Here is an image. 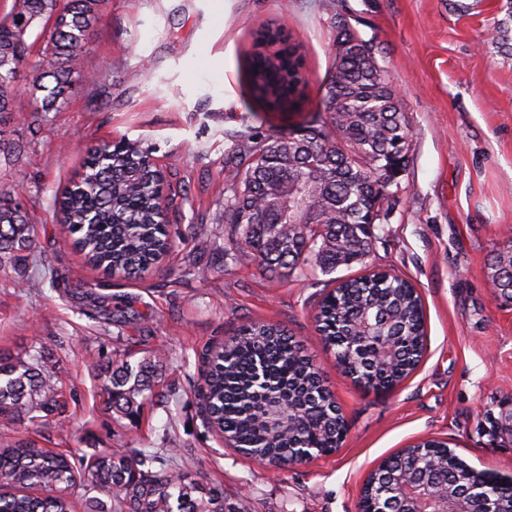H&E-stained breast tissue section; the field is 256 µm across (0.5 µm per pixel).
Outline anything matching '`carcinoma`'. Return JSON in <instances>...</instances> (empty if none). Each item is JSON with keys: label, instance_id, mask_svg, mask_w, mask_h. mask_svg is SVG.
I'll use <instances>...</instances> for the list:
<instances>
[{"label": "carcinoma", "instance_id": "1", "mask_svg": "<svg viewBox=\"0 0 512 512\" xmlns=\"http://www.w3.org/2000/svg\"><path fill=\"white\" fill-rule=\"evenodd\" d=\"M103 0H13L0 18V155L22 152L5 138L14 117L15 88L28 71L36 111L57 112L76 83L94 78L81 59L100 20ZM494 21L498 43L512 46V0ZM40 28L42 48L28 38ZM333 69L318 113L302 133L250 135L229 154L251 162L228 178L224 223L241 228L231 260L256 265L279 280L308 281L339 266L362 263L372 251L370 226L380 220L391 193L390 172L402 171L412 135L373 45L344 20L337 24ZM248 76L254 95L269 109L298 106L303 76L298 48L277 28L254 37ZM169 184L151 153L134 142L99 143L86 150L82 173L58 200L62 228L73 246L109 276L131 279L170 249L165 224ZM31 226L17 190L0 186V261L25 260ZM491 282L512 299V251L490 260ZM387 322L396 350L376 357L374 341L358 351L365 317ZM316 321L336 365L357 383L391 390L415 369L426 347L420 296L406 280L385 272L347 279L320 298ZM161 351L136 364L109 361L99 376L114 413L132 417L156 395ZM197 404L208 426L248 455L276 465L298 448L336 450L343 416L303 345L274 324L251 322L203 356ZM59 379L41 351L0 358V417L41 424L64 407ZM447 443L435 439L405 448L409 458L430 456L448 469ZM398 454V455H400ZM398 455L386 459L365 483L377 494L398 474ZM177 449L116 448L84 460L18 439L0 448V512H72L70 495L82 473L104 490L112 512H244L224 506V491L205 488L175 466ZM38 488L32 496L26 490Z\"/></svg>", "mask_w": 512, "mask_h": 512}]
</instances>
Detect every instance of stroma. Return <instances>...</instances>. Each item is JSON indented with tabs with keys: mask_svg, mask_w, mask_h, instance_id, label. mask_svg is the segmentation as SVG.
I'll use <instances>...</instances> for the list:
<instances>
[{
	"mask_svg": "<svg viewBox=\"0 0 512 512\" xmlns=\"http://www.w3.org/2000/svg\"><path fill=\"white\" fill-rule=\"evenodd\" d=\"M503 0H104L83 56L98 76L60 111L15 99L8 136L23 151L0 159L17 186L34 248L0 264V357L46 350L65 382L66 408L40 425L0 418V437L88 456L114 448H175L196 479L249 512H357L367 475L422 439L447 442L469 467L512 476V447L479 421L512 398V300L495 296L488 264L512 249V52L491 36ZM344 19L372 42L412 134L399 191L374 225L365 264L411 281L426 313L427 350L387 392L364 389L336 365L314 320L328 284L277 281L253 265L226 266L235 238L224 221L225 152L234 136L298 132L314 115ZM283 28L302 52L297 109L267 110L246 78L261 26ZM140 141L173 187L170 253L142 279L105 276L63 234L55 194L79 177L86 149ZM124 310L104 323L98 301ZM276 324L319 366L347 424L330 454L285 469L260 464L211 430L195 392L201 356L242 325ZM164 348V398L139 416L113 414L95 357L139 361Z\"/></svg>",
	"mask_w": 512,
	"mask_h": 512,
	"instance_id": "1",
	"label": "stroma"
}]
</instances>
